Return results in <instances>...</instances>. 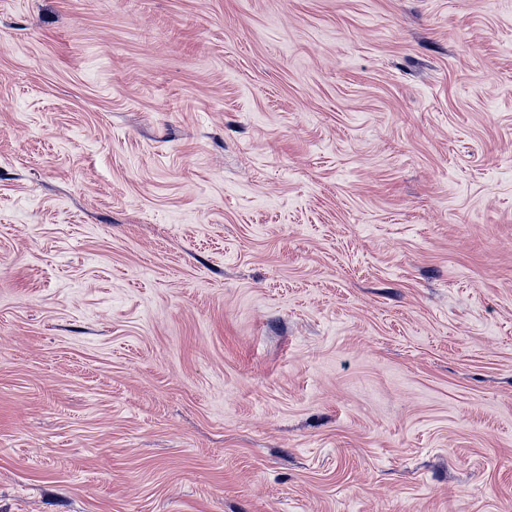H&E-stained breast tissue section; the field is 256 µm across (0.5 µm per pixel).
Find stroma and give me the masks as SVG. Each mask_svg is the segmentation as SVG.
Instances as JSON below:
<instances>
[{"label":"stroma","mask_w":512,"mask_h":512,"mask_svg":"<svg viewBox=\"0 0 512 512\" xmlns=\"http://www.w3.org/2000/svg\"><path fill=\"white\" fill-rule=\"evenodd\" d=\"M0 512H512V0H0Z\"/></svg>","instance_id":"obj_1"}]
</instances>
